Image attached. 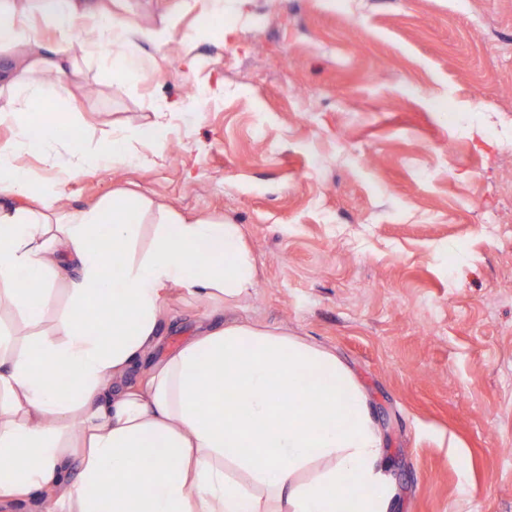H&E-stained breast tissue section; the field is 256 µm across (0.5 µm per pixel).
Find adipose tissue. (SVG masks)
<instances>
[{
    "mask_svg": "<svg viewBox=\"0 0 512 512\" xmlns=\"http://www.w3.org/2000/svg\"><path fill=\"white\" fill-rule=\"evenodd\" d=\"M195 2L176 0L165 21L145 25L113 0H0V48L11 60L0 71V124L12 125L0 144V311L22 322L0 330V460L10 463L0 498L39 493L46 512H100L105 501L111 512H390L395 491L368 399L336 355L235 315L151 360L171 289L228 308L254 293L256 262L239 225L122 191L63 203V184L124 167L137 144L151 142L164 160L179 105L94 142L78 119L25 118L42 101L83 98L77 61L125 79L151 72L143 46L173 42L176 16ZM56 143L71 160L52 152ZM26 151L46 177L19 164ZM109 241L121 253L115 281L105 273ZM21 271L31 290L17 288ZM60 279L67 305L27 333Z\"/></svg>",
    "mask_w": 512,
    "mask_h": 512,
    "instance_id": "adipose-tissue-1",
    "label": "adipose tissue"
}]
</instances>
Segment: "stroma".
<instances>
[{
	"label": "stroma",
	"instance_id": "1",
	"mask_svg": "<svg viewBox=\"0 0 512 512\" xmlns=\"http://www.w3.org/2000/svg\"><path fill=\"white\" fill-rule=\"evenodd\" d=\"M209 0L156 68H80L101 136L181 104L152 164L78 176L239 224L245 316L336 354L368 397L393 512H512V0ZM191 42H183V35ZM161 352L223 318L184 290Z\"/></svg>",
	"mask_w": 512,
	"mask_h": 512
}]
</instances>
